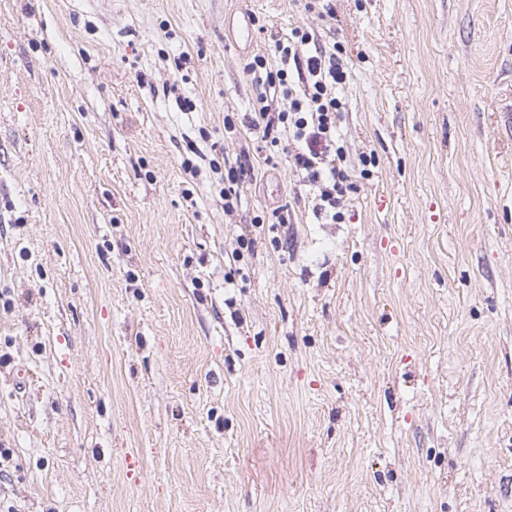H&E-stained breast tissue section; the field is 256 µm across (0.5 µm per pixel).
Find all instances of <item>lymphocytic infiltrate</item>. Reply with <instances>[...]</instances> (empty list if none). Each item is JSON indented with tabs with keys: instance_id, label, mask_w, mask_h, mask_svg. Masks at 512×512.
Segmentation results:
<instances>
[{
	"instance_id": "lymphocytic-infiltrate-1",
	"label": "lymphocytic infiltrate",
	"mask_w": 512,
	"mask_h": 512,
	"mask_svg": "<svg viewBox=\"0 0 512 512\" xmlns=\"http://www.w3.org/2000/svg\"><path fill=\"white\" fill-rule=\"evenodd\" d=\"M271 39L282 60L293 67L268 69L261 56L247 64V73L260 88V108L251 127L273 147L287 133L304 142V151L294 154L291 163L316 190V215L339 220L342 199L352 189L343 150L336 144V119L343 109L336 87L348 77L340 48L316 43L313 34L299 28L288 37L275 33Z\"/></svg>"
}]
</instances>
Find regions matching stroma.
<instances>
[{"instance_id":"1","label":"stroma","mask_w":512,"mask_h":512,"mask_svg":"<svg viewBox=\"0 0 512 512\" xmlns=\"http://www.w3.org/2000/svg\"><path fill=\"white\" fill-rule=\"evenodd\" d=\"M330 5L0 0V512H512V0ZM297 27L335 224L241 124ZM251 176L252 169L246 155L243 156V160L237 162L236 167L231 166L229 168L227 175L224 177V210L232 212L236 208L239 202L238 185L245 178H251ZM225 182H227V186Z\"/></svg>"}]
</instances>
